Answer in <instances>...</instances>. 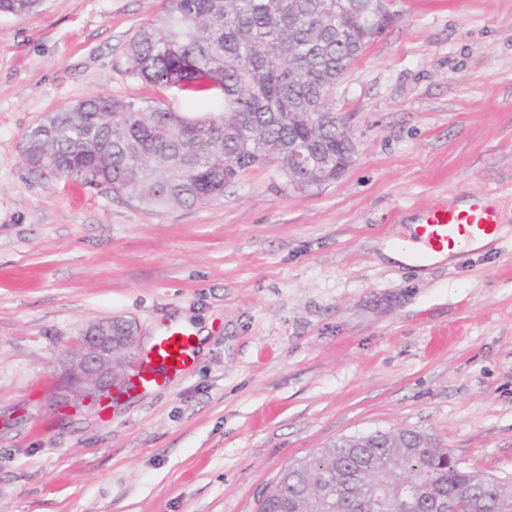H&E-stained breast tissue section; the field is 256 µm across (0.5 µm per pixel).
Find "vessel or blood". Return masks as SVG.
<instances>
[{"label":"vessel or blood","instance_id":"b4317fda","mask_svg":"<svg viewBox=\"0 0 512 512\" xmlns=\"http://www.w3.org/2000/svg\"><path fill=\"white\" fill-rule=\"evenodd\" d=\"M502 221L500 212L481 191L464 194L461 205H436L421 217L418 237L423 249H454L466 240L489 234ZM198 353L194 329L178 324H162L150 345L140 352L133 374L141 386L171 382L189 370Z\"/></svg>","mask_w":512,"mask_h":512}]
</instances>
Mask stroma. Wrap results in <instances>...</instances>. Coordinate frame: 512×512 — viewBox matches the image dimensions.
Wrapping results in <instances>:
<instances>
[{
    "label": "stroma",
    "mask_w": 512,
    "mask_h": 512,
    "mask_svg": "<svg viewBox=\"0 0 512 512\" xmlns=\"http://www.w3.org/2000/svg\"><path fill=\"white\" fill-rule=\"evenodd\" d=\"M334 92L358 143L306 191L274 167L162 213L20 162L46 113L157 88L128 72L162 0H45L0 15V512H256L340 438L410 429L512 477V223L426 267L381 261L469 190L512 205V0H396ZM210 331L190 370L61 406L81 330Z\"/></svg>",
    "instance_id": "1"
}]
</instances>
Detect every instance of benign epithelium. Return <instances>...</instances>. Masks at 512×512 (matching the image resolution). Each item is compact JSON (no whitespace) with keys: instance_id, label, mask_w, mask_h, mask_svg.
Wrapping results in <instances>:
<instances>
[{"instance_id":"obj_1","label":"benign epithelium","mask_w":512,"mask_h":512,"mask_svg":"<svg viewBox=\"0 0 512 512\" xmlns=\"http://www.w3.org/2000/svg\"><path fill=\"white\" fill-rule=\"evenodd\" d=\"M136 341V329L126 320L111 318L89 324L67 374V390L88 406L112 397V391L124 384V368Z\"/></svg>"}]
</instances>
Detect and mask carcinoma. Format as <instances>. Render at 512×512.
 <instances>
[{
    "label": "carcinoma",
    "mask_w": 512,
    "mask_h": 512,
    "mask_svg": "<svg viewBox=\"0 0 512 512\" xmlns=\"http://www.w3.org/2000/svg\"><path fill=\"white\" fill-rule=\"evenodd\" d=\"M43 0H0V13L34 12ZM370 0H164L159 23L129 44V73L169 94L208 101L200 118L162 99L93 94L24 135L27 174L87 184L96 169L111 192L164 211L203 206L245 172L269 163L283 181L297 155L318 150V167L291 187L336 179L347 165L346 133L333 92L352 61L389 27L363 16ZM319 110L321 118L309 113ZM512 512V477L459 466L448 449L414 430L383 432L371 448L342 439L282 472L257 512Z\"/></svg>",
    "instance_id": "obj_1"
}]
</instances>
